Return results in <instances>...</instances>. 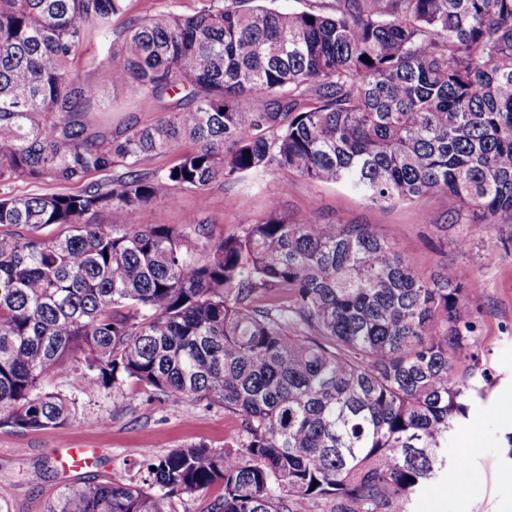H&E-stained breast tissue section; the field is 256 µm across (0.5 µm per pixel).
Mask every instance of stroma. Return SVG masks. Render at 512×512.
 Wrapping results in <instances>:
<instances>
[{
	"instance_id": "35a3bbf8",
	"label": "stroma",
	"mask_w": 512,
	"mask_h": 512,
	"mask_svg": "<svg viewBox=\"0 0 512 512\" xmlns=\"http://www.w3.org/2000/svg\"><path fill=\"white\" fill-rule=\"evenodd\" d=\"M271 195L279 196L288 213L296 216L310 214L325 224L371 225L424 272L447 263L462 277L481 281L484 364L493 379L488 408L472 412L448 446L449 454H467V470L448 468L412 496L407 512H512V447L505 438L508 419L502 413L504 404L512 402V247L502 246L512 237V224L497 225L463 253L457 247L461 227L419 221L422 211L440 217L439 197L429 195L414 205L382 209L336 187L281 172L252 174L201 193L176 190V203L147 206L141 221L179 225L199 214L218 239L262 213ZM53 384L76 400L66 425L38 431L0 426V503L9 512H46L65 486L108 477L133 479L137 461L187 444L220 448L239 428L235 416L204 399L158 398L131 385L87 391L70 374L56 377ZM102 415L108 417V426L98 424ZM70 448L86 449L89 465L66 468Z\"/></svg>"
}]
</instances>
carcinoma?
I'll list each match as a JSON object with an SVG mask.
<instances>
[{
  "label": "carcinoma",
  "instance_id": "carcinoma-1",
  "mask_svg": "<svg viewBox=\"0 0 512 512\" xmlns=\"http://www.w3.org/2000/svg\"><path fill=\"white\" fill-rule=\"evenodd\" d=\"M126 12L0 0V186L60 187L0 192V426L64 425L75 399L46 383L72 373L205 398L239 431L136 481L68 485L47 512H177L215 486L212 512H406L490 382L475 280L426 276L370 225L292 217L277 196L218 241L197 215L140 214L280 171L372 207L435 195L443 224L485 234L511 222L512 0H224L114 28ZM125 87L164 116L112 125ZM105 210L122 223L89 222Z\"/></svg>",
  "mask_w": 512,
  "mask_h": 512
}]
</instances>
